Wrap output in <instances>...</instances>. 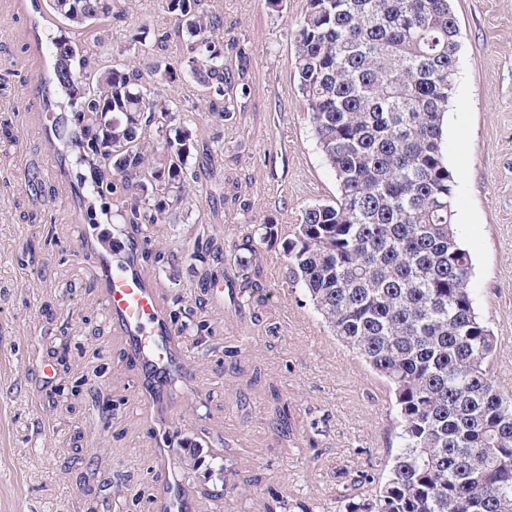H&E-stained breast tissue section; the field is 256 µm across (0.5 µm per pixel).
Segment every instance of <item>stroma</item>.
Here are the masks:
<instances>
[{"label":"stroma","mask_w":512,"mask_h":512,"mask_svg":"<svg viewBox=\"0 0 512 512\" xmlns=\"http://www.w3.org/2000/svg\"><path fill=\"white\" fill-rule=\"evenodd\" d=\"M109 41L128 42L142 18L170 33L160 0H123ZM251 53V94L231 124L195 120L221 141L225 191L250 211L211 213L204 183L174 224L154 226L140 254L195 367L196 392L177 389L166 421L174 438L205 450L189 476L193 512H261L256 493L228 496L209 475L229 465L240 484L272 491L290 512H346L356 480L392 441L389 392L321 323L307 296L289 291L281 248L263 249V300L238 310L214 266L185 252L208 235L241 239L275 221L282 232L304 208L336 194L297 96L290 34L305 0H205ZM460 26L459 78L445 119L444 154L457 184L455 222L472 256L471 287L498 339L491 373L512 392V0H451ZM55 27L31 0H0V512H155L156 436L138 397L140 375L107 325L90 266L78 261L64 177L42 175L41 86L52 70ZM171 254L156 263L157 252ZM287 405L290 429L273 427Z\"/></svg>","instance_id":"obj_1"}]
</instances>
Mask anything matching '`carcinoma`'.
Here are the masks:
<instances>
[{
  "label": "carcinoma",
  "mask_w": 512,
  "mask_h": 512,
  "mask_svg": "<svg viewBox=\"0 0 512 512\" xmlns=\"http://www.w3.org/2000/svg\"><path fill=\"white\" fill-rule=\"evenodd\" d=\"M184 36L179 66L140 39L103 62L77 36L121 0H47L53 70L42 93L55 146L85 174L71 184L90 223L170 224L197 184L217 175L218 142L181 121L160 92L192 78L195 108L226 122L250 94L251 58L224 37L202 0H161ZM460 29L450 0H306L293 37L297 92L336 197L307 206L288 237L268 220L228 252L281 242L288 287L301 289L337 340L388 387L396 452L361 476L371 493L348 512H512V393L490 364L498 341L471 288L473 263L453 223L456 182L443 153L459 73ZM212 208L250 203L224 192ZM194 472L198 450L182 445Z\"/></svg>",
  "instance_id": "obj_1"
}]
</instances>
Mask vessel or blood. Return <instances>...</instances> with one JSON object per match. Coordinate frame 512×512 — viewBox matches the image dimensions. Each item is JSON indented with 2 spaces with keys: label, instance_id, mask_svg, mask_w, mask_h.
Masks as SVG:
<instances>
[{
  "label": "vessel or blood",
  "instance_id": "b4317fda",
  "mask_svg": "<svg viewBox=\"0 0 512 512\" xmlns=\"http://www.w3.org/2000/svg\"><path fill=\"white\" fill-rule=\"evenodd\" d=\"M79 256L91 264L105 314L124 338L125 355L141 372L139 400L154 417L161 416L170 399L172 384L193 387L195 375L178 327L170 321L156 286L138 266L139 249L148 238L114 226L111 244H102L89 224L79 226ZM176 442L160 435L155 477L160 488L157 512H189L186 479L175 467Z\"/></svg>",
  "mask_w": 512,
  "mask_h": 512
}]
</instances>
